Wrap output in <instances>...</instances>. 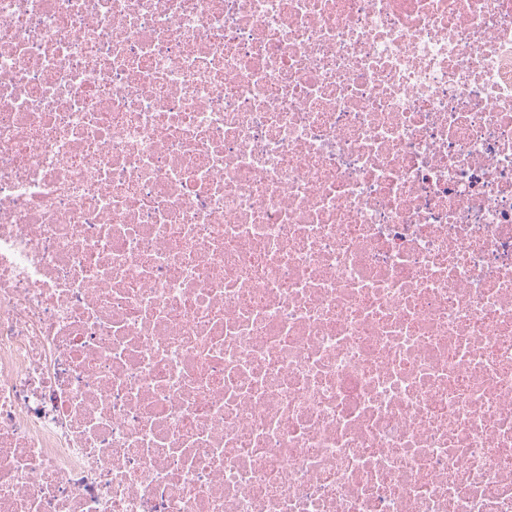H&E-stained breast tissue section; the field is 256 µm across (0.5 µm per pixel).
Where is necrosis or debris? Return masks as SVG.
I'll return each instance as SVG.
<instances>
[{
    "label": "necrosis or debris",
    "instance_id": "4bbe7bcc",
    "mask_svg": "<svg viewBox=\"0 0 512 512\" xmlns=\"http://www.w3.org/2000/svg\"><path fill=\"white\" fill-rule=\"evenodd\" d=\"M0 512H512V0H0Z\"/></svg>",
    "mask_w": 512,
    "mask_h": 512
}]
</instances>
